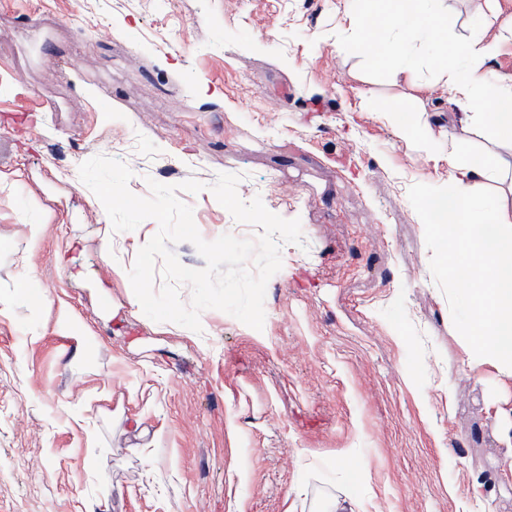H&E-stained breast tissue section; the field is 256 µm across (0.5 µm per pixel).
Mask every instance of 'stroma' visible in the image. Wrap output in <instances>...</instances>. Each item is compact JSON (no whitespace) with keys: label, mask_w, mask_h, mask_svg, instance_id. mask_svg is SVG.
I'll use <instances>...</instances> for the list:
<instances>
[{"label":"stroma","mask_w":512,"mask_h":512,"mask_svg":"<svg viewBox=\"0 0 512 512\" xmlns=\"http://www.w3.org/2000/svg\"><path fill=\"white\" fill-rule=\"evenodd\" d=\"M446 2L445 39L483 36L469 0ZM358 5L0 0V293L25 279L44 299L0 312V512H512V376L470 361L468 306L423 207L449 143L499 151L459 123L489 99L452 101L422 37L389 78L369 53L395 34L359 50ZM489 15L510 37L486 80L512 81V0ZM398 100L433 127L435 156L398 136ZM99 154L141 197L165 164L167 184L203 183L178 197L207 241L259 233L210 191L222 173L300 219L261 333L208 309L194 336L130 305L158 224L113 230L78 175ZM62 305L98 340L84 359Z\"/></svg>","instance_id":"1"}]
</instances>
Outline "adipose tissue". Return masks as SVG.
<instances>
[{"instance_id":"obj_1","label":"adipose tissue","mask_w":512,"mask_h":512,"mask_svg":"<svg viewBox=\"0 0 512 512\" xmlns=\"http://www.w3.org/2000/svg\"><path fill=\"white\" fill-rule=\"evenodd\" d=\"M397 28L388 53L378 63L391 75L414 65L404 52L408 40L419 31L440 32L448 21L444 0H363L360 11L347 17L354 33L364 32L369 22ZM498 34L449 45L440 63L448 75L451 98L469 101L491 94L489 112L464 113L468 129L493 133L502 147L512 149V84L489 86L481 73L498 49ZM512 175V160L495 153L469 155L448 153V180L443 191L445 208L427 207L428 227L443 240L438 254L453 281L466 285L465 298L471 319L461 331L478 361L495 363L512 374V211L487 203L486 184L505 183Z\"/></svg>"}]
</instances>
